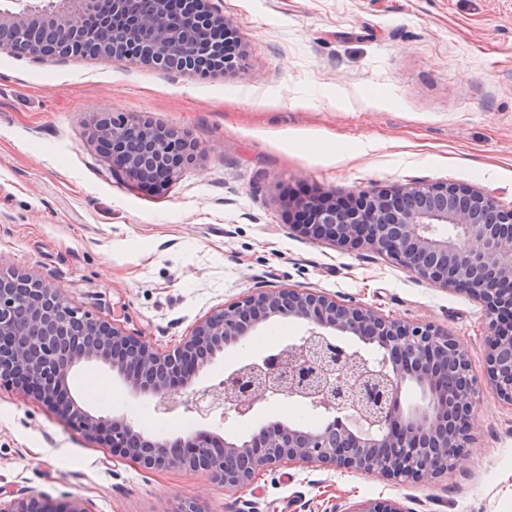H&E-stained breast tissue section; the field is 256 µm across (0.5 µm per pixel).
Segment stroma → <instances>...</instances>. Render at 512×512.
<instances>
[{
	"label": "stroma",
	"mask_w": 512,
	"mask_h": 512,
	"mask_svg": "<svg viewBox=\"0 0 512 512\" xmlns=\"http://www.w3.org/2000/svg\"><path fill=\"white\" fill-rule=\"evenodd\" d=\"M246 56L192 76L87 54L0 52V268L43 279L93 317L173 350L195 323L255 287L312 289L455 336L483 377L486 312L367 248L307 240L285 218L305 193L345 196L416 182L465 185L512 210V0H211ZM106 112L188 131L196 161L165 191L112 171L92 139ZM72 395L90 412L174 436L197 429L99 363ZM213 416L244 437L276 421ZM469 452L418 482L293 464L228 490L173 466L148 472L86 438L26 391L0 387V493L86 512H512V405L483 386Z\"/></svg>",
	"instance_id": "obj_1"
}]
</instances>
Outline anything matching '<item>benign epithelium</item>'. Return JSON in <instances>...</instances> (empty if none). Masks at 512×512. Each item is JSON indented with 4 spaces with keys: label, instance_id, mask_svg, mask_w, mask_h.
<instances>
[{
    "label": "benign epithelium",
    "instance_id": "obj_1",
    "mask_svg": "<svg viewBox=\"0 0 512 512\" xmlns=\"http://www.w3.org/2000/svg\"><path fill=\"white\" fill-rule=\"evenodd\" d=\"M0 10V50L44 60L73 53L129 56L162 70H233L243 54L224 55L211 38L230 24L210 0H112L101 15L97 0H48ZM112 26V48L89 40L91 23ZM43 32L48 48L31 47ZM103 157L141 186L161 191L190 164L199 146L183 131L149 120L105 113L93 125ZM288 220L314 241L367 247L396 261L422 281L462 291L486 310L484 383L512 404V210L465 186L415 183L405 190L300 197L286 206ZM446 225L445 234L439 227ZM307 325L306 335L273 354L241 364L216 384L193 379L225 348L236 346L276 319ZM350 335L375 346L368 360L337 343ZM100 362L132 392L157 399L156 410L178 408L202 420L218 413L254 416L272 397L294 400L324 417L316 426L271 422L246 439L198 429L170 438L146 436L125 418L83 409L70 393L77 368ZM12 384L53 407L85 436L102 442L140 468L184 467L233 490L284 464H311L418 481L447 470L469 450L481 382L470 374L468 353L454 337L428 323H401L363 305L309 289L257 288L197 322L172 351L158 352L144 337L96 319L61 290L28 275L0 271V384ZM410 383L422 402L404 406ZM186 391V399L173 396ZM0 512H85L68 501L27 493L0 499ZM348 512H404L389 499H368Z\"/></svg>",
    "mask_w": 512,
    "mask_h": 512
}]
</instances>
